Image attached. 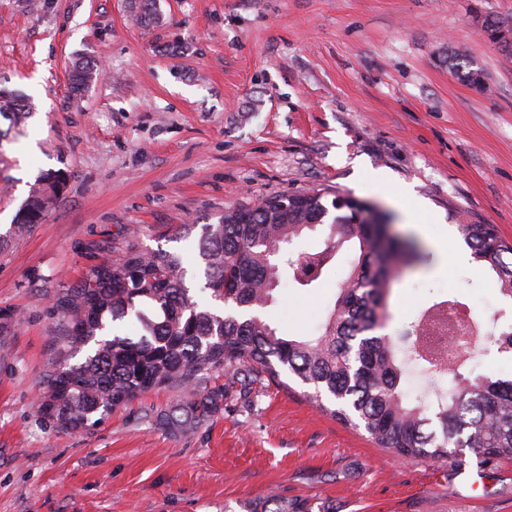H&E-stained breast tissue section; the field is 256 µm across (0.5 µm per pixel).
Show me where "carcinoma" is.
I'll return each instance as SVG.
<instances>
[{"instance_id":"obj_1","label":"carcinoma","mask_w":512,"mask_h":512,"mask_svg":"<svg viewBox=\"0 0 512 512\" xmlns=\"http://www.w3.org/2000/svg\"><path fill=\"white\" fill-rule=\"evenodd\" d=\"M135 21L158 22L159 0H132ZM490 41L512 49V28L492 18L482 22ZM98 73L97 64L77 61L71 89L80 92ZM29 106L0 91V118L14 127ZM66 179L47 171L31 186L17 214L16 229L30 231L62 200ZM312 189L272 194L260 201L218 212L204 224H178L172 242L193 240L195 264L203 271L200 291L227 309L195 299L186 284L179 251L148 249L136 239L112 246L104 259L76 284L55 295L57 320L37 401L38 412L66 430H90L112 410L155 387L176 393L158 423L186 430L218 414L229 390L250 397L264 380L289 387L284 378L313 386L320 409L341 424L364 428L381 447L401 459L459 465L453 449H474L482 464L512 457V379L464 375L461 369L481 353L479 340L493 336L512 349V323L495 315L473 322L459 341L453 384L422 389L411 397L402 381L413 368L439 374L429 348L409 336L375 335L390 319L388 297L399 264L416 254L399 239L386 242L387 215L370 221V203ZM332 218L325 248L293 257L288 246ZM473 259L491 273L499 292L512 299V242L491 224H461ZM357 253L338 285L333 308L316 336L284 338L266 309L283 282L318 283L347 242ZM135 322L134 334L123 332ZM328 397L323 403L321 397ZM54 408L49 414L46 408Z\"/></svg>"}]
</instances>
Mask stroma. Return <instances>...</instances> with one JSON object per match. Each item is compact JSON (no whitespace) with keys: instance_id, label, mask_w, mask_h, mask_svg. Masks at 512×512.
Wrapping results in <instances>:
<instances>
[{"instance_id":"stroma-1","label":"stroma","mask_w":512,"mask_h":512,"mask_svg":"<svg viewBox=\"0 0 512 512\" xmlns=\"http://www.w3.org/2000/svg\"><path fill=\"white\" fill-rule=\"evenodd\" d=\"M0 0V88L32 115L0 143V512H512V460H401L303 394L256 385L194 430L147 420L153 389L90 430L37 412L59 289L129 235L154 249L188 219L262 197L330 189L378 204L420 245L389 299L398 335L443 300L489 320L504 306L475 261L446 260L448 228L512 240V54L485 18L512 0H160L144 27L125 0ZM103 70L72 94L71 60ZM482 71L469 82L457 64ZM66 176L47 220L13 224L41 172ZM426 208L405 216L397 198ZM353 257L316 287L283 286L269 319L312 336Z\"/></svg>"}]
</instances>
